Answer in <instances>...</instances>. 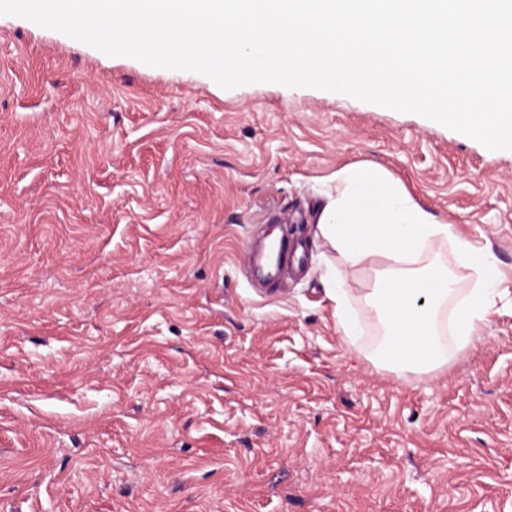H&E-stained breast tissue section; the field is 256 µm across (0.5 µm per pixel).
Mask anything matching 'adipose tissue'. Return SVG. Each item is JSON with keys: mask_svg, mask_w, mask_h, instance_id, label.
<instances>
[{"mask_svg": "<svg viewBox=\"0 0 512 512\" xmlns=\"http://www.w3.org/2000/svg\"><path fill=\"white\" fill-rule=\"evenodd\" d=\"M312 224L315 243L336 258L322 283L336 304L344 336L358 333L347 280L360 270H377L363 306L382 330L373 357L384 367L440 375L456 354L473 344L481 326L501 312L499 270L491 250L458 235L454 225L424 209L375 163L336 170ZM445 244L459 266L476 274L465 296H458L457 277L439 258ZM453 296L458 303L453 340L447 343L441 337L439 313Z\"/></svg>", "mask_w": 512, "mask_h": 512, "instance_id": "1", "label": "adipose tissue"}]
</instances>
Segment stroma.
<instances>
[{"label":"stroma","mask_w":512,"mask_h":512,"mask_svg":"<svg viewBox=\"0 0 512 512\" xmlns=\"http://www.w3.org/2000/svg\"><path fill=\"white\" fill-rule=\"evenodd\" d=\"M363 161L512 299V150L0 15V512H512V310L434 379L338 328L311 215ZM283 218L270 292L245 247ZM298 246L289 244L288 240L280 239L269 248L266 258H256L250 245L246 247V261L252 265V274L269 282L276 281L291 259L297 258Z\"/></svg>","instance_id":"stroma-1"}]
</instances>
